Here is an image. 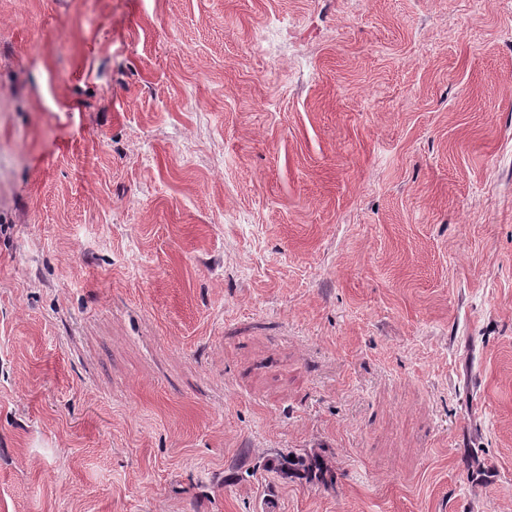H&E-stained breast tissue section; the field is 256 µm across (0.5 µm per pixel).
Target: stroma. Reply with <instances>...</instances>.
<instances>
[{
  "label": "stroma",
  "instance_id": "stroma-1",
  "mask_svg": "<svg viewBox=\"0 0 512 512\" xmlns=\"http://www.w3.org/2000/svg\"><path fill=\"white\" fill-rule=\"evenodd\" d=\"M0 512H512V0H0ZM266 468L268 471L279 473L285 476L298 475L309 481L328 487L334 484V475L328 468L322 455L318 453H304L289 456H276L269 459Z\"/></svg>",
  "mask_w": 512,
  "mask_h": 512
}]
</instances>
